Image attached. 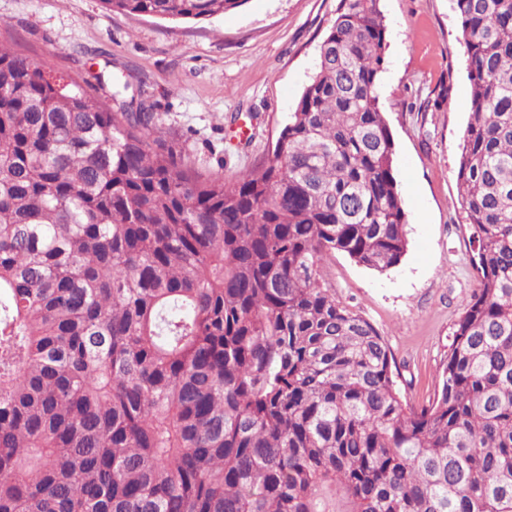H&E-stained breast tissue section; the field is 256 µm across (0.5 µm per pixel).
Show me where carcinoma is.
Segmentation results:
<instances>
[{"label": "carcinoma", "mask_w": 512, "mask_h": 512, "mask_svg": "<svg viewBox=\"0 0 512 512\" xmlns=\"http://www.w3.org/2000/svg\"><path fill=\"white\" fill-rule=\"evenodd\" d=\"M379 2L338 0L271 157L231 183L122 90L0 41V512H512V0H454L480 288L421 407L319 281L408 246Z\"/></svg>", "instance_id": "obj_1"}]
</instances>
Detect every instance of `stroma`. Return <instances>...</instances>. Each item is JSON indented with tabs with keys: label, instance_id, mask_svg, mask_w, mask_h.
<instances>
[{
	"label": "stroma",
	"instance_id": "obj_1",
	"mask_svg": "<svg viewBox=\"0 0 512 512\" xmlns=\"http://www.w3.org/2000/svg\"><path fill=\"white\" fill-rule=\"evenodd\" d=\"M338 0H245L168 22L102 0H0V39L91 90L124 80L196 170L234 181L261 166L315 69ZM387 26L380 108L395 143L408 247L377 272L336 254L321 282L385 339L412 405L438 388L450 336L479 287L457 170L470 112L453 0H380Z\"/></svg>",
	"mask_w": 512,
	"mask_h": 512
}]
</instances>
